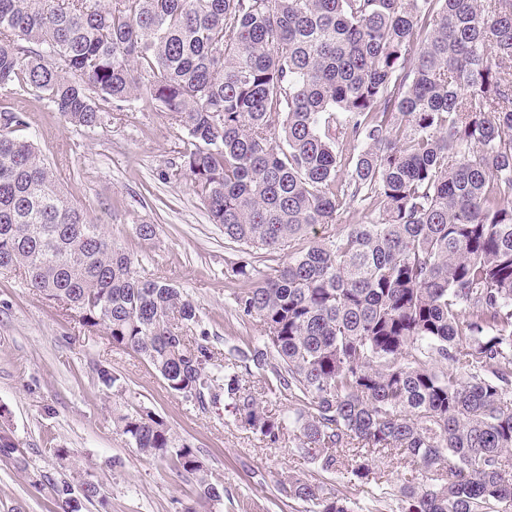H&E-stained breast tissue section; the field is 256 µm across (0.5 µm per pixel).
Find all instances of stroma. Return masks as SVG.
Segmentation results:
<instances>
[{
	"label": "stroma",
	"instance_id": "obj_1",
	"mask_svg": "<svg viewBox=\"0 0 512 512\" xmlns=\"http://www.w3.org/2000/svg\"><path fill=\"white\" fill-rule=\"evenodd\" d=\"M25 112L23 137L34 141L68 197L138 257L141 276L165 277L192 297L218 351L259 335L258 322L240 319L231 306L237 283L229 271L240 254L210 223L181 171L183 134L166 113L132 101L87 130L66 123L34 94ZM141 224L155 225V236L141 238ZM100 365L122 376L126 399L100 384ZM128 405L151 409L196 449L224 485L220 512H304L302 502L282 493V483L293 471L322 477L291 448L266 447L223 403L201 410L171 394L142 358L0 272V426L19 444L15 455H0V512H57L52 484L65 478L76 485L88 476L105 499L83 512L196 506L192 480L166 460L139 453L116 429L113 416ZM57 448L66 449V459L54 456Z\"/></svg>",
	"mask_w": 512,
	"mask_h": 512
}]
</instances>
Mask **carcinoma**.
Instances as JSON below:
<instances>
[{"label": "carcinoma", "mask_w": 512, "mask_h": 512, "mask_svg": "<svg viewBox=\"0 0 512 512\" xmlns=\"http://www.w3.org/2000/svg\"><path fill=\"white\" fill-rule=\"evenodd\" d=\"M511 62L512 0H0V90L17 101L0 109V269L171 393L224 400L266 447L291 444L378 504L512 512ZM29 92L76 127L139 98L170 116L224 239L287 257L231 269L234 310L260 335L217 352L192 298L138 274L14 136ZM348 202L360 223L299 245ZM116 424L194 479L201 509L186 512H217L224 489L162 418ZM391 456L420 481L384 483L375 459ZM52 490L62 512L103 501L91 479ZM283 490L308 512L359 510L303 474Z\"/></svg>", "instance_id": "1"}]
</instances>
